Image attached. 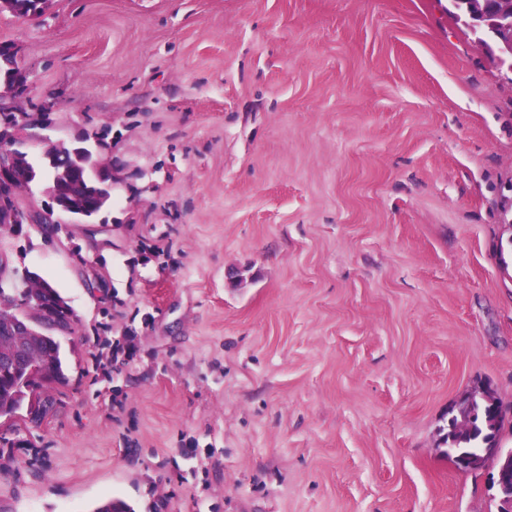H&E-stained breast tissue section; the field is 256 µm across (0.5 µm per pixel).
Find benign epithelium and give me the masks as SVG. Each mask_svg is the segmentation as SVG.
Listing matches in <instances>:
<instances>
[{
	"label": "benign epithelium",
	"mask_w": 512,
	"mask_h": 512,
	"mask_svg": "<svg viewBox=\"0 0 512 512\" xmlns=\"http://www.w3.org/2000/svg\"><path fill=\"white\" fill-rule=\"evenodd\" d=\"M512 0H484L483 5L470 16L493 31L501 40L504 51L512 52ZM4 89L16 96L27 90V74L16 68L12 78L4 83ZM50 108L43 107L35 112L20 114L11 121L0 125V185L10 186L16 178H29V185H36L42 180V167L29 160L28 148L33 143L45 145L43 159L47 166L58 172V177L67 178L72 169L68 166L70 156L91 158L94 155L90 137H78L70 142H53L41 134L50 127ZM99 142V139L92 140ZM98 186L91 188L79 184L80 190L63 192L58 187L47 188L44 193L49 199L47 209L35 211L18 208L13 212V227L20 230L25 224L57 227L55 214L64 213L70 217L72 224H91L100 215L102 209L87 203L89 195L112 198V189L123 183L126 177L116 167L108 168V177L96 175ZM52 317L64 322L74 321V312L49 283H42V288L32 296H24L16 291H0V331L7 335L38 336L42 327V318ZM59 351L56 339L47 344L49 359L47 362L34 364L22 346H16L5 354L0 353V381L6 380L16 391V395L26 399V407L31 410L37 402L43 401L37 391L45 386L57 383L61 372L53 361ZM487 457L496 464L497 492L499 506L497 512H512V452H503L496 444L484 450V454H460L455 458L454 466L462 470H476Z\"/></svg>",
	"instance_id": "7a95c632"
}]
</instances>
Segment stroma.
<instances>
[{
  "label": "stroma",
  "mask_w": 512,
  "mask_h": 512,
  "mask_svg": "<svg viewBox=\"0 0 512 512\" xmlns=\"http://www.w3.org/2000/svg\"><path fill=\"white\" fill-rule=\"evenodd\" d=\"M0 42L8 106L132 177L0 233L75 314L0 512H497L444 438L512 408V83L453 0H52Z\"/></svg>",
  "instance_id": "35a3bbf8"
}]
</instances>
